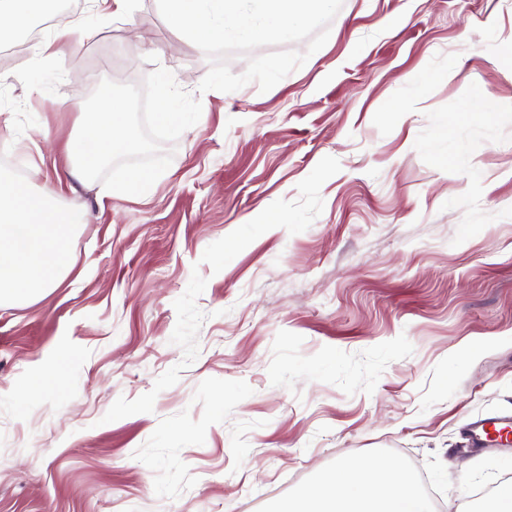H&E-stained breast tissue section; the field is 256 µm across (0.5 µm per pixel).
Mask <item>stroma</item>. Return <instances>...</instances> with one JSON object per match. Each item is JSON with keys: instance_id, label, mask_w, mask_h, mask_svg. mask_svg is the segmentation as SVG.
<instances>
[{"instance_id": "obj_1", "label": "stroma", "mask_w": 512, "mask_h": 512, "mask_svg": "<svg viewBox=\"0 0 512 512\" xmlns=\"http://www.w3.org/2000/svg\"><path fill=\"white\" fill-rule=\"evenodd\" d=\"M209 67L138 0L0 69V172L76 224L72 274L0 305V512H275L348 455L472 512L512 481L466 434L512 414V0H343L265 93ZM109 78L142 146L60 188Z\"/></svg>"}]
</instances>
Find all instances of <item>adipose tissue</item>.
<instances>
[{"label":"adipose tissue","instance_id":"obj_1","mask_svg":"<svg viewBox=\"0 0 512 512\" xmlns=\"http://www.w3.org/2000/svg\"><path fill=\"white\" fill-rule=\"evenodd\" d=\"M51 0H0V40L23 31ZM83 18L53 26L30 47L48 59L72 49ZM104 118L86 124L66 145V185L85 181L112 157L137 143L124 105L108 100ZM73 224L44 193L23 178L0 175V301L26 302L58 287L72 270ZM279 512H431L414 476L395 462L339 459L334 470Z\"/></svg>","mask_w":512,"mask_h":512}]
</instances>
